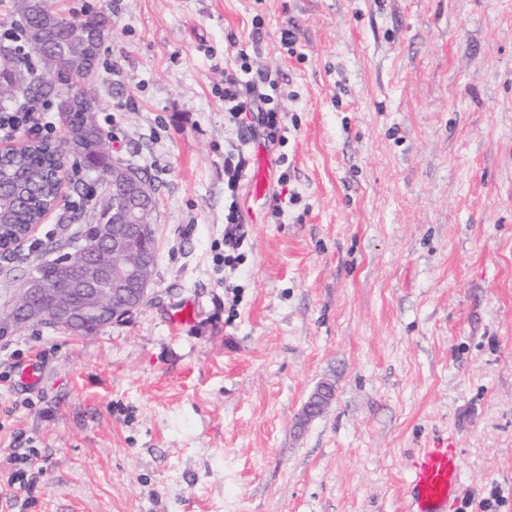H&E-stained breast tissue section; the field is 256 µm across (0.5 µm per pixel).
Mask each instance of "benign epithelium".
<instances>
[{"label":"benign epithelium","mask_w":512,"mask_h":512,"mask_svg":"<svg viewBox=\"0 0 512 512\" xmlns=\"http://www.w3.org/2000/svg\"><path fill=\"white\" fill-rule=\"evenodd\" d=\"M110 181L120 193L112 196L107 219L51 263L58 283L36 268L27 271L0 323L13 330L44 323L87 335L126 319L147 301L155 236L140 202L151 193L139 174L115 160ZM135 238L142 239L144 252L131 248Z\"/></svg>","instance_id":"benign-epithelium-1"}]
</instances>
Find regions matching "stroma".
Instances as JSON below:
<instances>
[{
	"instance_id": "1",
	"label": "stroma",
	"mask_w": 512,
	"mask_h": 512,
	"mask_svg": "<svg viewBox=\"0 0 512 512\" xmlns=\"http://www.w3.org/2000/svg\"><path fill=\"white\" fill-rule=\"evenodd\" d=\"M112 27L82 87L157 201L149 302L91 336L34 324L0 359V512H408L420 449L452 441V512H512V0H50ZM294 48L281 41L284 30ZM277 83L283 142L235 267L224 71ZM68 169L18 278L95 223ZM192 319L171 332L184 303ZM327 409L300 424L319 384ZM43 467L9 504L14 437ZM225 223L231 224L232 228L227 230L224 234V263L231 264L241 255L238 250L241 249L244 244L243 234L236 233L238 224H243V222L242 216L234 201L229 205Z\"/></svg>"
}]
</instances>
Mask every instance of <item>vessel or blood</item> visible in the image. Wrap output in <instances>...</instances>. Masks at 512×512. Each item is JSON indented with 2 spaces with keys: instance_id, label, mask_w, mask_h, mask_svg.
<instances>
[{
  "instance_id": "1",
  "label": "vessel or blood",
  "mask_w": 512,
  "mask_h": 512,
  "mask_svg": "<svg viewBox=\"0 0 512 512\" xmlns=\"http://www.w3.org/2000/svg\"><path fill=\"white\" fill-rule=\"evenodd\" d=\"M248 211L264 203L270 182V160L259 159L252 174ZM460 464L454 448L423 449L408 484L410 512H448L457 500Z\"/></svg>"
}]
</instances>
